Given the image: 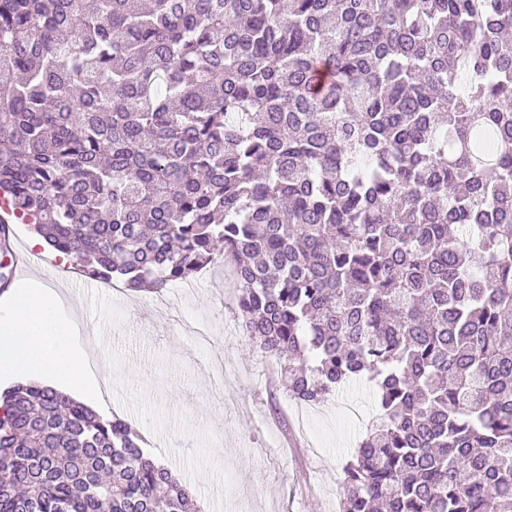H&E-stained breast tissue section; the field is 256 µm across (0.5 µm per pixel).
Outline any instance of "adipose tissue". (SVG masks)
Here are the masks:
<instances>
[{
  "label": "adipose tissue",
  "instance_id": "ef3b65f1",
  "mask_svg": "<svg viewBox=\"0 0 512 512\" xmlns=\"http://www.w3.org/2000/svg\"><path fill=\"white\" fill-rule=\"evenodd\" d=\"M60 291L29 281L0 296V379L60 387L66 394L103 401L108 378L74 341Z\"/></svg>",
  "mask_w": 512,
  "mask_h": 512
}]
</instances>
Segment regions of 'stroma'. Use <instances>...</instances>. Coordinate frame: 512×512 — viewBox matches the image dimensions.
<instances>
[{"label":"stroma","instance_id":"1","mask_svg":"<svg viewBox=\"0 0 512 512\" xmlns=\"http://www.w3.org/2000/svg\"><path fill=\"white\" fill-rule=\"evenodd\" d=\"M24 276L73 297L82 346L108 364L104 415L138 423L194 504L337 512L342 466L367 432L351 413L375 418L373 386L360 380L306 407L270 384L275 360L249 347L227 269L151 294L91 286L47 256Z\"/></svg>","mask_w":512,"mask_h":512}]
</instances>
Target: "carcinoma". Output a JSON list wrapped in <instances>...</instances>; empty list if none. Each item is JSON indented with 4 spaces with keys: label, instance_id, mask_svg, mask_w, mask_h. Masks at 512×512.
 Instances as JSON below:
<instances>
[{
    "label": "carcinoma",
    "instance_id": "obj_1",
    "mask_svg": "<svg viewBox=\"0 0 512 512\" xmlns=\"http://www.w3.org/2000/svg\"><path fill=\"white\" fill-rule=\"evenodd\" d=\"M0 199L83 272L236 268L339 512H512V0H0ZM136 424L0 392V512H190Z\"/></svg>",
    "mask_w": 512,
    "mask_h": 512
}]
</instances>
